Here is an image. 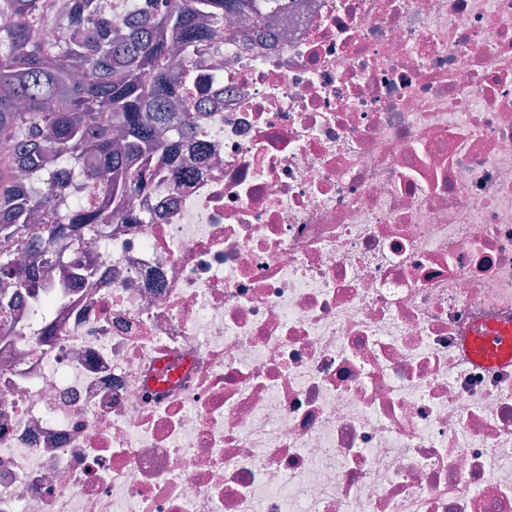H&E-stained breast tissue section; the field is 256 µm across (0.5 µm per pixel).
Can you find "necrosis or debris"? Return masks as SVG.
I'll return each mask as SVG.
<instances>
[{
  "instance_id": "necrosis-or-debris-1",
  "label": "necrosis or debris",
  "mask_w": 512,
  "mask_h": 512,
  "mask_svg": "<svg viewBox=\"0 0 512 512\" xmlns=\"http://www.w3.org/2000/svg\"><path fill=\"white\" fill-rule=\"evenodd\" d=\"M189 178L0 289V512H512V0H260ZM471 346L476 359L484 365L509 362L512 360V328L487 327L475 334Z\"/></svg>"
}]
</instances>
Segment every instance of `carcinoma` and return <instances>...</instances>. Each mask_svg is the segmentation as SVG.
I'll return each instance as SVG.
<instances>
[{"instance_id": "cac0c4a2", "label": "carcinoma", "mask_w": 512, "mask_h": 512, "mask_svg": "<svg viewBox=\"0 0 512 512\" xmlns=\"http://www.w3.org/2000/svg\"><path fill=\"white\" fill-rule=\"evenodd\" d=\"M110 0H0V138L15 145L0 156V279L29 287L11 248L37 250L28 230L40 213L43 231L67 225L96 243L109 218L133 219L128 205L165 173L183 177L181 152L193 140L180 111L193 82L192 60L215 43L224 19L258 15L257 0H146L116 18ZM55 22L53 41L39 29ZM83 162L99 184L97 198L61 216L51 190L64 166ZM30 172L36 186L20 179Z\"/></svg>"}]
</instances>
